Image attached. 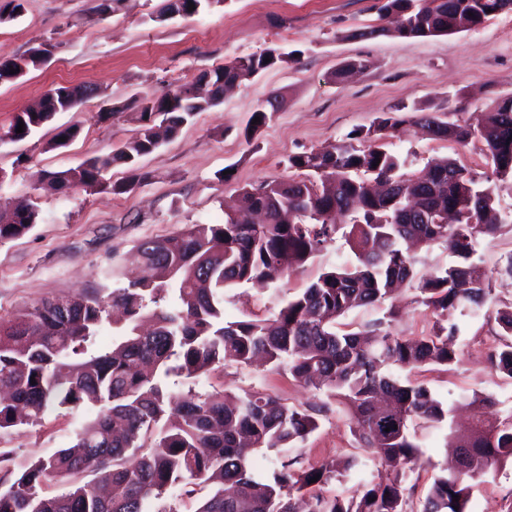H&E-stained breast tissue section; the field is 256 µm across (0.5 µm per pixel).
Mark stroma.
<instances>
[{"label": "stroma", "instance_id": "35a3bbf8", "mask_svg": "<svg viewBox=\"0 0 512 512\" xmlns=\"http://www.w3.org/2000/svg\"><path fill=\"white\" fill-rule=\"evenodd\" d=\"M102 0H26L17 20L0 24V54L23 56L48 46L40 65L0 84V130L15 114L60 85L92 84L97 93L23 141L0 139V209L34 204L38 220L23 237L0 245V317L8 319L43 300L91 288H115L135 270L132 255L147 239L171 236L190 224H220L224 209L242 187L288 177L290 155L336 144L351 130L367 127L392 107L402 106L403 122L384 140L405 171L421 170L434 158L452 157L483 170L480 142L460 146L430 139L416 123L412 107L433 102L446 107V121L478 118L497 100L512 96V15L479 29L412 40L351 38V31L375 21L384 0H224L183 17L159 21L166 0H122L116 10L99 12ZM295 52L241 83L222 104L198 113L192 124L139 166L145 178L124 194L108 188L60 191L42 181L47 171L74 167L88 157L111 152L139 134L133 101L159 96L194 81L200 73L267 47ZM361 59L363 70L336 81L342 62ZM282 104L252 137L244 130L258 104L271 94ZM112 117H105V108ZM75 127L66 147L52 148L59 129ZM503 214L495 238L482 242L474 258L492 280L493 304L512 302V280L498 271L512 255V188L497 197ZM343 238H336L304 267L263 287L224 291L225 321L267 318L320 273L352 261ZM412 284L400 289L395 324L406 336L430 331L433 317L416 304ZM484 316L462 319L458 362L389 371L429 388L443 403L478 392L512 410V378L491 368L486 355L497 340ZM173 391L231 394L259 390L288 405H327L318 428L302 443L305 464L360 454L349 417L329 392L301 386L284 371L214 367L194 386L176 382ZM88 411L53 413L40 425L0 439L23 457L49 458L66 447ZM446 428L418 432L423 466L415 488L406 491V512H419L433 478L447 462ZM469 512H512V465L473 483Z\"/></svg>", "mask_w": 512, "mask_h": 512}]
</instances>
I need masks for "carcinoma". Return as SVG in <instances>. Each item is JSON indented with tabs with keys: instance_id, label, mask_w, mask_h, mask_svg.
<instances>
[{
	"instance_id": "carcinoma-1",
	"label": "carcinoma",
	"mask_w": 512,
	"mask_h": 512,
	"mask_svg": "<svg viewBox=\"0 0 512 512\" xmlns=\"http://www.w3.org/2000/svg\"><path fill=\"white\" fill-rule=\"evenodd\" d=\"M26 0H0V23L22 16ZM226 0L169 2L158 16L198 14ZM193 10H188L189 4ZM379 20L354 36L406 39L451 35L479 28L512 11V0H385ZM270 62H265V59ZM288 60L276 48L237 57L205 71L214 96ZM185 83L160 97L138 100L139 136L110 153L47 173L61 189L105 183L115 166L129 176L112 184L122 194L144 179L139 159L217 103L194 95ZM88 85L57 86L15 115L4 132L13 141L41 128L48 108H74ZM280 106L265 99L253 116L265 124ZM401 108L383 113L367 129H354L334 150L311 149L288 157L295 178L264 180L243 188L240 209L262 211L250 224L235 213L222 224H191L178 233L140 243L133 259L155 272L113 289L44 299L0 318V435L20 432L55 411H97L74 432L71 443L46 460L0 448V512H177L168 494L196 481L214 485L197 512H405L404 493L419 460L417 429L441 424L450 409L430 390L385 372L401 367L451 366L457 361L456 314H478L493 294L492 281L475 276L480 242L497 230L496 191L512 184V105L501 103L476 126L440 119L442 108L414 107L418 123L435 138L459 145L482 143L486 171L473 172L443 157L419 172L402 171L399 159L379 144L402 123ZM24 122V132L16 129ZM378 166H373V163ZM349 218L345 240L350 264L324 271L302 294L272 317L224 321V290L252 281H274L303 267L335 240L337 219ZM38 211L27 207L0 214V244L27 234ZM443 241L456 261L417 284L418 303L434 317L422 336L392 331L395 312L358 331L336 329L347 312L388 300L395 286L415 276L412 247ZM125 316L112 348L95 339L111 323V310ZM498 343L489 364L512 378V303L491 313ZM263 358L276 371L305 386H325L355 424L368 459L393 467L385 482L363 483L348 498L326 486L360 464L334 458L304 466L295 443L317 427L321 408L290 407L265 392L230 403L224 392L176 396L172 377L192 380L216 365H249ZM480 415L464 430H450L452 465L434 477L421 512H467L472 483L490 469L512 462V413L501 415L490 397L479 399ZM390 431H385V428ZM261 450L277 453L272 476L252 469ZM92 474L84 481L81 476ZM320 478L314 483L310 479ZM51 479H64L61 494H42Z\"/></svg>"
}]
</instances>
